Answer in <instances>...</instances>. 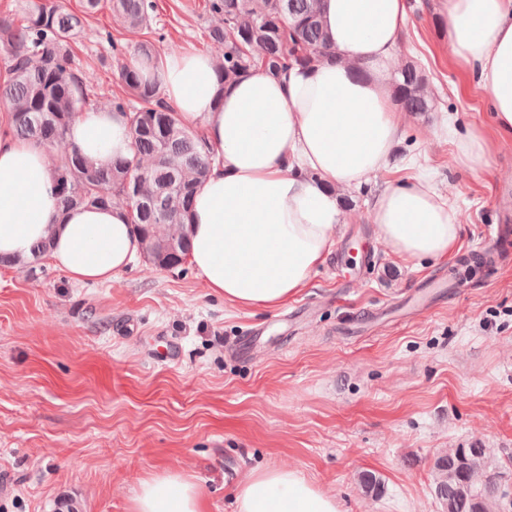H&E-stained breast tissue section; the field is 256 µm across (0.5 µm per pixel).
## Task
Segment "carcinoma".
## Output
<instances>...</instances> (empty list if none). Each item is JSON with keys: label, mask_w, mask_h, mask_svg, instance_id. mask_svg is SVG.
Segmentation results:
<instances>
[{"label": "carcinoma", "mask_w": 512, "mask_h": 512, "mask_svg": "<svg viewBox=\"0 0 512 512\" xmlns=\"http://www.w3.org/2000/svg\"><path fill=\"white\" fill-rule=\"evenodd\" d=\"M321 0H209L221 24L207 28L206 37L224 48L220 85L246 75L261 64L272 75L294 65L316 62L329 49L320 16ZM113 16L129 29L151 26V0H108ZM101 0H83L82 10L65 9L56 0L37 4L25 23L0 19V51L9 78L0 84V101L11 112L14 135L41 146L53 157L57 196L62 207L120 205L128 212L145 242V257L156 268L179 264L188 251L183 230L196 188L207 178L213 154L202 133L184 125L160 96L156 82L134 63L121 65L124 95L113 107L126 115L133 137L130 159L98 164L80 149L54 156L70 136L76 116L93 108L90 90L71 71L70 40L95 12ZM150 41L139 43L132 58L153 62ZM393 97L412 115L433 110L427 79L415 62L397 71ZM179 245L175 252L169 243ZM47 241L26 258L3 259L0 265L29 268L45 256ZM487 449L455 448L437 458L435 494L445 512H494L502 493L485 470Z\"/></svg>", "instance_id": "carcinoma-1"}]
</instances>
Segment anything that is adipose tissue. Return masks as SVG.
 Instances as JSON below:
<instances>
[{
  "mask_svg": "<svg viewBox=\"0 0 512 512\" xmlns=\"http://www.w3.org/2000/svg\"><path fill=\"white\" fill-rule=\"evenodd\" d=\"M440 6L454 58L476 67L491 95L494 135L447 126L457 162L471 170L491 156L494 136H512V0ZM322 22L329 55L277 76L257 67L222 87L209 53L158 61L161 95L185 125L202 126L216 154L186 219L187 259L233 307L272 310L309 287L345 221L341 192L387 169L404 134L391 85L408 0H322ZM70 141L101 162L132 152L128 119L115 111L80 113ZM370 220L400 260H443L458 246L461 215L426 175L379 191ZM45 240L77 282L109 281L143 249L125 207H60L45 151L0 130V256H28ZM234 497L237 512H340L335 496L282 465L252 471ZM131 512H208V503L195 482L164 469L141 481Z\"/></svg>",
  "mask_w": 512,
  "mask_h": 512,
  "instance_id": "1",
  "label": "adipose tissue"
}]
</instances>
